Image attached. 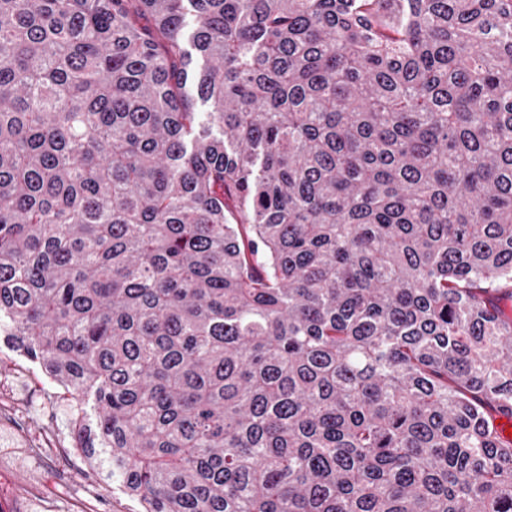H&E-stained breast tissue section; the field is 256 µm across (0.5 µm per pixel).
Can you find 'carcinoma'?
<instances>
[{
	"label": "carcinoma",
	"mask_w": 512,
	"mask_h": 512,
	"mask_svg": "<svg viewBox=\"0 0 512 512\" xmlns=\"http://www.w3.org/2000/svg\"><path fill=\"white\" fill-rule=\"evenodd\" d=\"M512 0H0V335L141 512H512Z\"/></svg>",
	"instance_id": "obj_1"
}]
</instances>
